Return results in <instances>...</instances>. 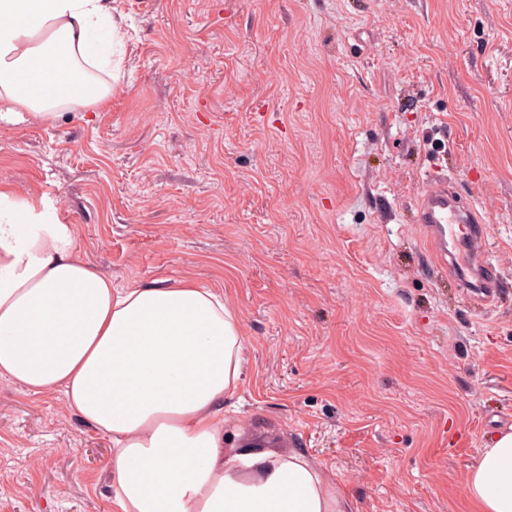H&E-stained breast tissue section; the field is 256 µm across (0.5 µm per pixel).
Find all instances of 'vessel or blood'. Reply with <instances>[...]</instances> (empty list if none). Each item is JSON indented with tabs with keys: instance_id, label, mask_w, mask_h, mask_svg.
<instances>
[{
	"instance_id": "b4317fda",
	"label": "vessel or blood",
	"mask_w": 512,
	"mask_h": 512,
	"mask_svg": "<svg viewBox=\"0 0 512 512\" xmlns=\"http://www.w3.org/2000/svg\"><path fill=\"white\" fill-rule=\"evenodd\" d=\"M434 262L447 271L462 293L481 305L496 302L500 284L493 260L485 251L487 225L474 203L465 201L441 168H433L415 207Z\"/></svg>"
}]
</instances>
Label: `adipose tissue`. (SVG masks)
Listing matches in <instances>:
<instances>
[{
	"label": "adipose tissue",
	"mask_w": 512,
	"mask_h": 512,
	"mask_svg": "<svg viewBox=\"0 0 512 512\" xmlns=\"http://www.w3.org/2000/svg\"><path fill=\"white\" fill-rule=\"evenodd\" d=\"M120 32L110 0H0V118L104 105L87 71ZM245 349L222 294L192 280L113 286L47 202L0 187V379L70 408L112 443L118 512H347L305 456L224 447ZM474 512H512V431L465 476Z\"/></svg>",
	"instance_id": "obj_1"
}]
</instances>
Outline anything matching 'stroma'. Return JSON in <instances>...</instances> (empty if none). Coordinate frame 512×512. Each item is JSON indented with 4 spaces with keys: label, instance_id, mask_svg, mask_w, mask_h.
<instances>
[{
    "label": "stroma",
    "instance_id": "35a3bbf8",
    "mask_svg": "<svg viewBox=\"0 0 512 512\" xmlns=\"http://www.w3.org/2000/svg\"><path fill=\"white\" fill-rule=\"evenodd\" d=\"M103 108L0 122V185L48 200L118 287L193 280L244 336L224 445L304 454L351 512H468L512 427V0H112ZM443 147L430 153L429 143ZM447 169L502 288L440 278L414 206ZM112 444L0 380V512H115Z\"/></svg>",
    "mask_w": 512,
    "mask_h": 512
}]
</instances>
